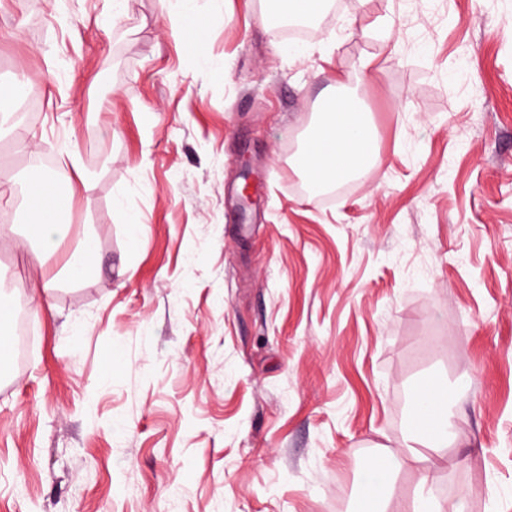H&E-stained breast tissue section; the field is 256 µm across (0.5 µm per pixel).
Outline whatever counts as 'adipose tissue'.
<instances>
[{
    "instance_id": "ef3b65f1",
    "label": "adipose tissue",
    "mask_w": 512,
    "mask_h": 512,
    "mask_svg": "<svg viewBox=\"0 0 512 512\" xmlns=\"http://www.w3.org/2000/svg\"><path fill=\"white\" fill-rule=\"evenodd\" d=\"M325 117L302 154V168L330 185L356 176L373 166L378 153L366 114L355 95L346 94L327 103ZM417 417L424 420L422 430L413 432L403 449L388 450L370 461L378 479L366 483L362 496L370 512H464L463 503L447 506L428 491L435 473L448 462V399L442 395L417 394L414 402ZM432 454L430 466L424 468L422 490L409 501L390 506L382 495L388 481L402 470L419 462L422 450Z\"/></svg>"
}]
</instances>
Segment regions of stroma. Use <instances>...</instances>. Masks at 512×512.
I'll return each instance as SVG.
<instances>
[{
    "label": "stroma",
    "mask_w": 512,
    "mask_h": 512,
    "mask_svg": "<svg viewBox=\"0 0 512 512\" xmlns=\"http://www.w3.org/2000/svg\"><path fill=\"white\" fill-rule=\"evenodd\" d=\"M179 6L0 0V83L40 104H0L32 134L0 130V304L33 336L0 372V512H361L430 376L432 494L512 512V0H327L297 52L271 0H195L197 34ZM342 75L380 159L324 196L299 157ZM44 156L70 198L47 266ZM87 234L98 274L64 276ZM40 200L41 209L28 213L29 228L34 237L49 242L54 236L63 233L67 225L47 222V214L57 206V201L48 196H42Z\"/></svg>",
    "instance_id": "1"
}]
</instances>
